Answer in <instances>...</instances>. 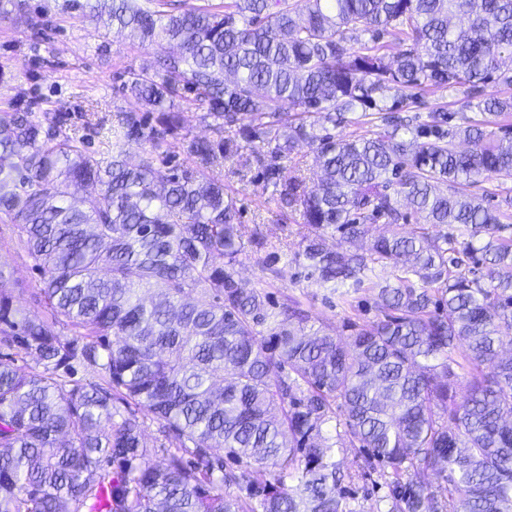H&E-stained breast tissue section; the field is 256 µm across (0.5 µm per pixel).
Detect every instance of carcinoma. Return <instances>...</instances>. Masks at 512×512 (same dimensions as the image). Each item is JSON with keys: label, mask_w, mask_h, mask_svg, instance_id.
Returning <instances> with one entry per match:
<instances>
[{"label": "carcinoma", "mask_w": 512, "mask_h": 512, "mask_svg": "<svg viewBox=\"0 0 512 512\" xmlns=\"http://www.w3.org/2000/svg\"><path fill=\"white\" fill-rule=\"evenodd\" d=\"M303 2L304 18L289 0H86L92 21L176 44L123 84L140 111L116 115L105 156L61 114L45 125L21 99L8 116L0 218L47 315L19 316L0 271V348L35 361L23 371L0 353V512H357L327 430L338 409L364 473L396 478L386 512H512V356L500 357L512 345V197L492 210L466 190L512 175V0ZM385 32L410 47L388 56ZM430 85L464 91L481 119L450 128L435 110L402 124L399 105ZM178 99L217 135L183 138L189 166L163 151L182 129ZM374 115L370 137L327 132ZM133 142L146 145L135 166ZM301 144L314 184L282 176ZM226 162L255 168L300 214L305 278L347 288L348 306V289L373 290L381 317L344 337L309 328L297 300L274 312L264 286L288 269L210 177ZM402 200L422 220L412 231ZM379 221L388 233L351 250ZM448 224L468 237L439 231ZM249 250L267 252L260 286L236 270ZM377 265L390 280H370ZM146 416L165 440L161 466Z\"/></svg>", "instance_id": "obj_1"}]
</instances>
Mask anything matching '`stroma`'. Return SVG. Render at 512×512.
<instances>
[{
	"instance_id": "35a3bbf8",
	"label": "stroma",
	"mask_w": 512,
	"mask_h": 512,
	"mask_svg": "<svg viewBox=\"0 0 512 512\" xmlns=\"http://www.w3.org/2000/svg\"><path fill=\"white\" fill-rule=\"evenodd\" d=\"M27 16L41 18L40 35H32L26 17H0V112L11 113L18 99L31 101L38 113L66 112L77 136L90 150L106 152L112 124L118 111L136 109L137 103L122 86L130 72L140 70L170 52L168 43L139 42L118 35L111 26L84 19L75 0H26ZM440 108L453 118L476 117L475 102L461 91L434 87L419 93L416 103L403 106V115L426 120L431 109ZM94 111L92 123L84 112ZM237 201L240 221L258 225L268 243L282 247V263L288 266L289 282L277 283L272 294L277 303L296 298L313 318L345 332L349 316L337 296L301 275L293 262L300 246L299 215L282 212L272 189L263 186L255 172L231 174L228 167L212 170ZM12 273L19 286L14 305L20 315L43 317L40 278L31 268L26 249L0 220V270ZM338 457L351 478L357 512H376L388 488L385 478L371 480L361 475L362 454L358 443L342 436Z\"/></svg>"
}]
</instances>
